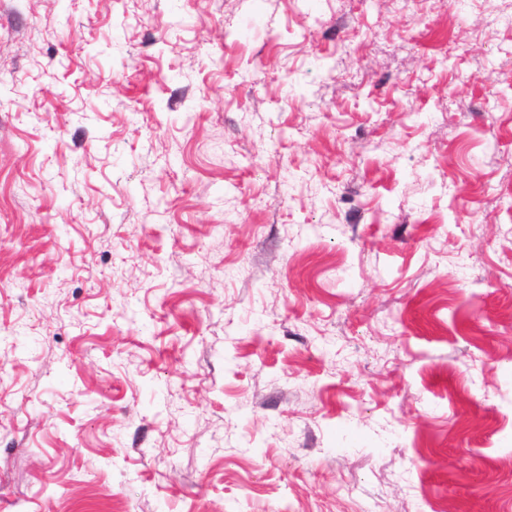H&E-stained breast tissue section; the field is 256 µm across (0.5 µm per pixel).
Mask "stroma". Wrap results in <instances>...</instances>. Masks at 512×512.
<instances>
[{
	"mask_svg": "<svg viewBox=\"0 0 512 512\" xmlns=\"http://www.w3.org/2000/svg\"><path fill=\"white\" fill-rule=\"evenodd\" d=\"M0 512H512V0H0Z\"/></svg>",
	"mask_w": 512,
	"mask_h": 512,
	"instance_id": "1",
	"label": "stroma"
}]
</instances>
